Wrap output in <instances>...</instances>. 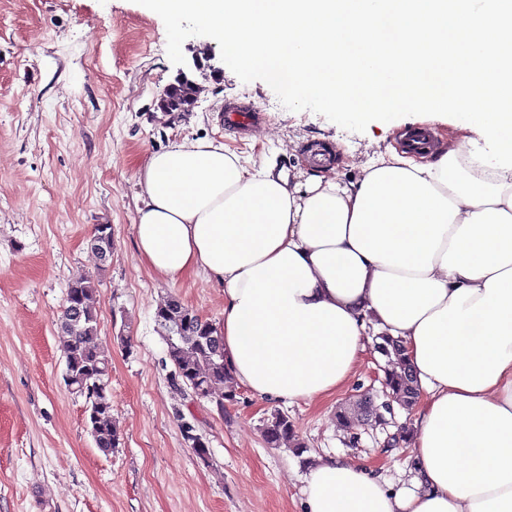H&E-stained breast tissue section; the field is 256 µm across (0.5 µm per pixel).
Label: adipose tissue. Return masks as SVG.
<instances>
[{
    "instance_id": "ef3b65f1",
    "label": "adipose tissue",
    "mask_w": 512,
    "mask_h": 512,
    "mask_svg": "<svg viewBox=\"0 0 512 512\" xmlns=\"http://www.w3.org/2000/svg\"><path fill=\"white\" fill-rule=\"evenodd\" d=\"M178 46L211 33L338 120L452 113L473 132L417 161L391 152L345 183L246 167L207 138L139 164V258L224 288L235 385L287 401L336 395L367 325L398 338L425 397L413 468L394 489L318 457L303 512H512V0H152Z\"/></svg>"
}]
</instances>
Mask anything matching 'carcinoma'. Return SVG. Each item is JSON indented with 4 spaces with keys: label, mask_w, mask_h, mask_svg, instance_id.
<instances>
[{
    "label": "carcinoma",
    "mask_w": 512,
    "mask_h": 512,
    "mask_svg": "<svg viewBox=\"0 0 512 512\" xmlns=\"http://www.w3.org/2000/svg\"><path fill=\"white\" fill-rule=\"evenodd\" d=\"M97 284L90 276L74 279L68 286L60 318L61 352L65 374L73 378L71 391L85 397L87 425L96 447L104 454L120 444L112 423V400L108 389L110 357L99 345V318L95 306ZM167 341V356L174 369L170 385L190 390L200 399L226 395L232 388L224 364L222 342L217 326L202 318L175 297L169 298L155 312ZM373 341L385 362V382L402 408H411L420 397L419 386L401 362L400 340L377 333ZM338 426L356 427L354 406L346 404L336 412ZM262 434L273 448L285 446L304 451L294 422L285 414L274 412L264 420Z\"/></svg>",
    "instance_id": "cac0c4a2"
}]
</instances>
